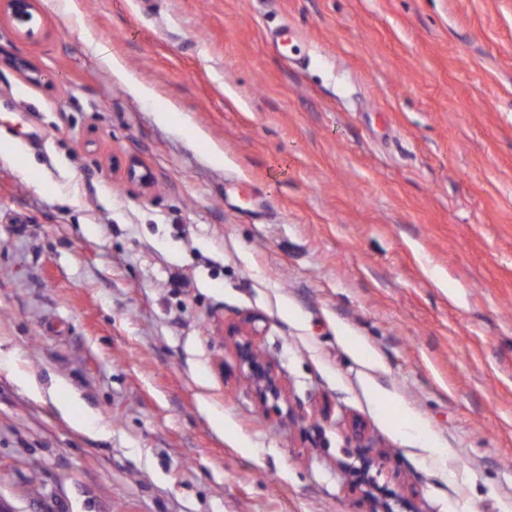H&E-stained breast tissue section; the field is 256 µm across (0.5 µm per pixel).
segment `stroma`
Masks as SVG:
<instances>
[{"label": "stroma", "instance_id": "stroma-1", "mask_svg": "<svg viewBox=\"0 0 512 512\" xmlns=\"http://www.w3.org/2000/svg\"><path fill=\"white\" fill-rule=\"evenodd\" d=\"M34 7L0 12L11 512H369L356 420L413 512H512V0ZM3 9L13 20L23 26L20 30L22 36L33 38L35 32L30 25L34 20L33 0H4L1 1V10ZM255 316L247 317L239 325L232 326L228 335L233 336L234 347L242 376L263 403L269 399L278 401L284 395V387L272 363L259 350L256 338L260 335Z\"/></svg>", "mask_w": 512, "mask_h": 512}]
</instances>
